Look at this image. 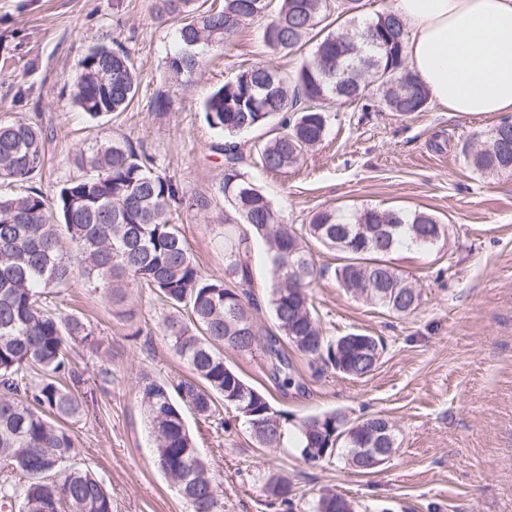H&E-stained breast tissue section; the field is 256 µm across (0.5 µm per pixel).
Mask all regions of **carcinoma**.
<instances>
[{
  "label": "carcinoma",
  "instance_id": "carcinoma-1",
  "mask_svg": "<svg viewBox=\"0 0 512 512\" xmlns=\"http://www.w3.org/2000/svg\"><path fill=\"white\" fill-rule=\"evenodd\" d=\"M272 0H153L158 19L176 24V48L164 61L172 84L200 65L201 46L222 47L242 27L268 14ZM359 0H278L263 31L265 45L292 54L320 36L310 59L290 71L257 63L213 88L201 104L203 120L217 135L211 149L223 157L218 193L233 213L225 217L224 277L205 274L192 256L173 217L179 204L177 181L155 170L153 155L126 140L100 143L81 156L87 172L64 182L52 198L29 188L0 197V465L21 476L0 485V503L18 512H112V493L87 468L72 462L74 441L64 423L84 411L78 388L84 373L72 362L75 343L97 353L101 342L89 323L49 307L54 288L82 282L113 299L127 288H144L171 308L162 323L169 348L191 376L159 381L139 373L138 395L155 439L158 468L176 483L191 512H224V499L186 427L183 408L205 419L231 409L258 448L294 445L303 460L317 464L330 430L348 420L336 410L296 419L224 363L226 346L259 352L276 381L294 384L295 370L284 345L318 364L363 378L374 372L383 350L360 353L349 335L323 334L312 288L323 275L309 243L334 250L336 281L350 295L405 316L421 291L392 265L402 247L433 250L448 236V225L426 211L365 207L355 213L323 210L296 231L243 166L237 138L274 124L271 136L254 144V164L270 173L298 167L320 145L329 126L328 105L345 100L370 107V81L377 82L384 110L400 116L421 112L429 94L408 70L407 36L392 10L371 21L353 17L344 31L330 29L335 13H354ZM139 90L131 56L105 45L79 62L74 104L91 119L125 112ZM47 136L32 122L0 123V180L26 181L45 164ZM466 167L483 174L512 173V121L504 118L484 133L483 146L467 142ZM266 246L271 278L267 305L278 334L261 333L253 316L252 242ZM340 448L349 466L367 473V462L348 449L368 445L371 417ZM267 498L291 506L288 476L273 473ZM312 512H356L351 500L327 490Z\"/></svg>",
  "mask_w": 512,
  "mask_h": 512
}]
</instances>
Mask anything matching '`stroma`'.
I'll return each mask as SVG.
<instances>
[{
    "label": "stroma",
    "mask_w": 512,
    "mask_h": 512,
    "mask_svg": "<svg viewBox=\"0 0 512 512\" xmlns=\"http://www.w3.org/2000/svg\"><path fill=\"white\" fill-rule=\"evenodd\" d=\"M264 20L246 25L224 49L204 54L181 84L165 85L163 59L171 24L160 23L152 0H0V120L36 122L48 137L45 166L29 183L0 186L15 195L27 187L53 195L82 175L79 153L96 140H131L157 158L184 193L181 232L205 274H224V200L217 189L222 158L210 145L200 104L210 87L258 62L281 70L292 55L268 52ZM127 51L140 75L129 111L93 120L72 102L78 63L91 47ZM170 98L155 111L159 88ZM327 137L303 163L285 173H257L256 182L285 223L308 224L318 211L379 206L422 210L448 226L429 253L402 248L393 264L415 278L417 309L405 317L350 296L332 272L333 253L315 249L326 273L313 288L325 335L361 332L382 338L377 370L354 379L313 373L291 353L298 386L280 387L259 354L225 349V363L265 392L279 409L302 417L339 409L357 418L375 413L396 422L400 446L369 474L334 455L313 466L294 448L255 447L232 412L228 429L186 413L201 456L224 497V512H309L326 489L355 502L358 512H512V174L480 175L465 168L461 148L497 115L450 112L436 102L409 117L379 107L332 105ZM61 313H75L102 338L95 354L75 345L72 360L86 378V408L72 426L74 461L90 468L112 492L113 512H190L154 460V438L139 401L140 371L175 380L188 369L169 349L161 324L169 309L128 289L115 305L80 283L63 289ZM109 361L112 375L97 372ZM288 475L294 508H267L269 472Z\"/></svg>",
    "instance_id": "obj_1"
}]
</instances>
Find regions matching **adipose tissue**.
Here are the masks:
<instances>
[{
  "instance_id": "adipose-tissue-1",
  "label": "adipose tissue",
  "mask_w": 512,
  "mask_h": 512,
  "mask_svg": "<svg viewBox=\"0 0 512 512\" xmlns=\"http://www.w3.org/2000/svg\"><path fill=\"white\" fill-rule=\"evenodd\" d=\"M404 54L449 111L512 114V0H394Z\"/></svg>"
}]
</instances>
